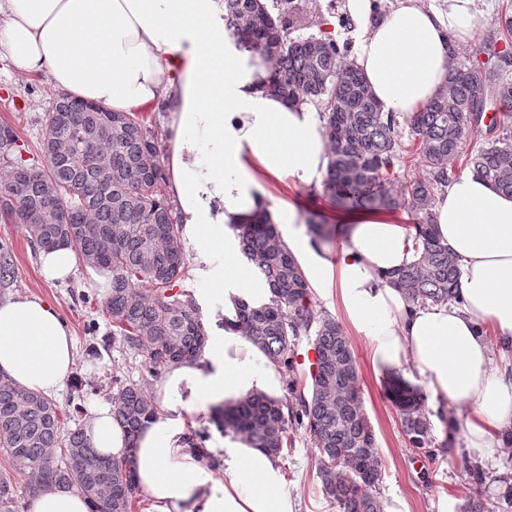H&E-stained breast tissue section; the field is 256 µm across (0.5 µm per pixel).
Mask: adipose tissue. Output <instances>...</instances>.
Segmentation results:
<instances>
[{"label":"adipose tissue","mask_w":512,"mask_h":512,"mask_svg":"<svg viewBox=\"0 0 512 512\" xmlns=\"http://www.w3.org/2000/svg\"><path fill=\"white\" fill-rule=\"evenodd\" d=\"M491 0H397L377 17L372 0H347L357 24L354 62L385 111L413 113L446 84L458 48L475 44L474 21ZM0 65L46 75L54 90L114 112H166L167 180L197 257L221 258L203 295L233 317L238 297L267 286L224 245L227 225L265 206L283 178L321 185L329 150L314 104L289 105L266 85L267 62L224 37V0H0ZM442 243L458 259L461 303L408 304L388 277L415 259L408 229L385 213L350 218L335 260L294 231L300 215L280 202L275 220L313 294L336 298L347 323L370 341L375 375L411 371L432 402L465 410L469 448L495 458L512 429V375L496 351H512V196L474 171L449 181L434 204ZM76 364L58 308L16 294L0 301V376L52 398ZM280 367L232 329L214 327L199 358L155 383L156 413L134 458L140 512H299L277 459L237 440H192L209 407L252 393L279 395ZM85 432L101 455L122 459L126 437L112 406H89ZM27 512H93L78 489H47Z\"/></svg>","instance_id":"obj_1"}]
</instances>
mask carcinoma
<instances>
[{
	"instance_id": "cac0c4a2",
	"label": "carcinoma",
	"mask_w": 512,
	"mask_h": 512,
	"mask_svg": "<svg viewBox=\"0 0 512 512\" xmlns=\"http://www.w3.org/2000/svg\"><path fill=\"white\" fill-rule=\"evenodd\" d=\"M271 12L260 0H224L228 35L238 49L274 62L269 86L286 102L307 100L319 108L329 144L323 182L335 206L361 203L376 212L404 210L415 260L391 274L390 284L414 305L461 302L454 256L437 236L435 196L455 173L453 161L467 138L474 109L498 102L503 128L512 122V48H485L496 59L486 81L473 68L457 67L447 84L412 114L385 112L374 99L347 50L322 37H292L307 16L302 0H279ZM49 115L43 165L23 159L14 128L0 125V211L25 226L38 248L69 245L83 261L112 276L103 309L112 342L143 357L156 377L170 366L200 357L208 329L196 299L174 290L187 272L183 225L171 204L159 142L137 112L116 113L66 97ZM409 129L406 152L401 130ZM98 138L97 155L70 153L77 131ZM463 165L499 191L512 195V136L498 134L470 152ZM308 231L329 242L331 224L312 216ZM240 256L270 291L257 305L233 299L231 326L283 369L286 393L247 395L215 409L212 420L224 434L275 458L293 447L303 429L315 448L324 498L336 512H385L380 492L383 462L362 402L360 372L348 337L331 314L311 300L303 270L285 244L268 208L247 224H231ZM312 342L316 360L310 377L300 375L294 348ZM388 399L409 446L437 456L426 414L427 396L401 374L385 381ZM156 412L150 392L137 383L118 386L112 414L127 438L121 460L99 454L81 428L59 438L63 412L51 399L0 381V454L8 470L29 478L28 493L77 487L98 512H133L138 495L133 454L145 423ZM467 482L459 512H512V470L494 476L502 491L486 497L487 476L464 456ZM11 480L0 477V512H17Z\"/></svg>"
}]
</instances>
